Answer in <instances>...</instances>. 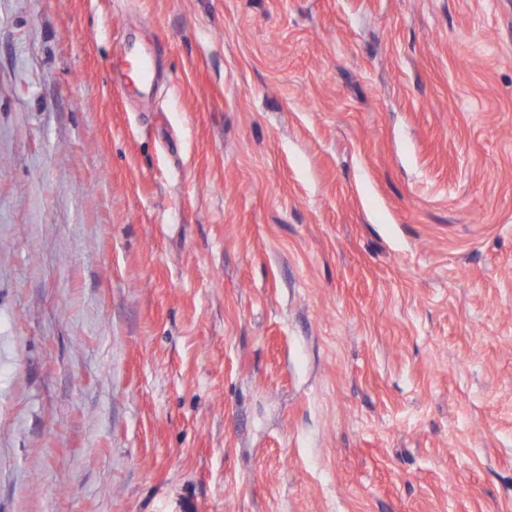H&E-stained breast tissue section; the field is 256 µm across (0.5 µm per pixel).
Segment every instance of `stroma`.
<instances>
[{
  "label": "stroma",
  "mask_w": 512,
  "mask_h": 512,
  "mask_svg": "<svg viewBox=\"0 0 512 512\" xmlns=\"http://www.w3.org/2000/svg\"><path fill=\"white\" fill-rule=\"evenodd\" d=\"M0 512H512V0H0Z\"/></svg>",
  "instance_id": "35a3bbf8"
}]
</instances>
